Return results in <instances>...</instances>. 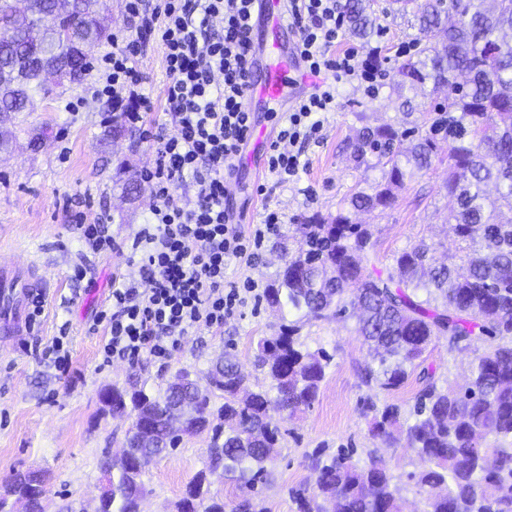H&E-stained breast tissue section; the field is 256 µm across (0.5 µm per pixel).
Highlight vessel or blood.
<instances>
[{"mask_svg": "<svg viewBox=\"0 0 512 512\" xmlns=\"http://www.w3.org/2000/svg\"><path fill=\"white\" fill-rule=\"evenodd\" d=\"M264 26L274 35L262 56L250 60L251 70L262 73L252 84L246 105L263 100L272 104L292 95L300 72L301 58L296 48H284L280 34L284 28L285 0H262ZM43 276L32 264L0 266V334L18 340L32 333V310L44 296Z\"/></svg>", "mask_w": 512, "mask_h": 512, "instance_id": "b4317fda", "label": "vessel or blood"}]
</instances>
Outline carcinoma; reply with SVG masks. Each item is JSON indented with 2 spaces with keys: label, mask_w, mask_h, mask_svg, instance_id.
<instances>
[{
  "label": "carcinoma",
  "mask_w": 512,
  "mask_h": 512,
  "mask_svg": "<svg viewBox=\"0 0 512 512\" xmlns=\"http://www.w3.org/2000/svg\"><path fill=\"white\" fill-rule=\"evenodd\" d=\"M57 0H28L20 14L13 0H0V29L14 40L0 43V110L25 112L23 100L47 94L48 69L60 81L79 82L90 70L76 48L58 49L43 21L75 41H100L108 27L100 0H72L67 13H55ZM423 0L416 20L426 46L419 57L397 67L399 85L416 89L467 80L455 96L434 106L448 117L428 129L400 131L391 125L365 126L355 135L351 157L357 166L379 171L380 180L356 184L336 215L313 214L296 225L302 240L296 254L284 256L278 278L265 289L268 305L280 311L275 335L258 340L253 365L268 381L248 387L237 358L208 372L209 386L189 381L154 392L132 385L112 387L107 406L114 413L144 419L151 447L140 432L128 431L129 456L101 463L107 491L101 512H141L146 489L142 475L161 455L177 448L170 431L172 407L182 395L195 401V413L182 418L185 434L212 431L207 471L187 485L178 512H224V498L211 493L207 474L222 470L224 482L240 491L234 512H266L257 485L268 480L266 464L278 446L280 429L271 414L292 418L316 401L332 356L301 339L304 322L359 312L355 332L372 357L360 371L368 391L399 389L419 367L418 360L443 336L451 351L489 344L456 387L425 370L412 407L377 403L368 394L362 413L369 432L386 447L413 450L425 466L408 474L421 512H512V224L499 220L512 211V0ZM351 33L371 36L376 19L364 0H347ZM441 142L448 144V181L455 200L450 214L459 250L448 262L434 259L425 243L395 253L383 269L374 249L371 224H357L360 211L387 209L406 181L432 165ZM224 402L216 407L214 399ZM314 485L290 491L297 512H404L402 487L378 450L359 464L352 453L316 449L306 456ZM36 471L15 473L0 494L29 501L28 512H44L33 484Z\"/></svg>",
  "instance_id": "obj_1"
}]
</instances>
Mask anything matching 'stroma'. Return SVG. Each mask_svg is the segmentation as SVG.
Returning a JSON list of instances; mask_svg holds the SVG:
<instances>
[{"label":"stroma","instance_id":"obj_1","mask_svg":"<svg viewBox=\"0 0 512 512\" xmlns=\"http://www.w3.org/2000/svg\"><path fill=\"white\" fill-rule=\"evenodd\" d=\"M367 10L377 18L375 33L366 41L344 35L341 46L377 51L389 80L373 96L357 83L341 88L339 108L329 113L320 142L307 149L306 170L298 181L269 197L252 191L265 173L264 156L242 159L235 172L234 203L244 227L260 223L269 206L281 211L285 222L257 261L227 263V280L255 287L241 310L222 330L203 328L186 336L163 362L137 367L120 361L103 364L101 338L89 333L88 325L106 309L113 280L134 276L135 271L120 252L95 253L84 247L76 231L77 224L101 222L120 243L147 221L153 205L149 190L142 188L131 200L123 187L129 179L141 184L154 159V146L143 139L142 127L173 130L162 97L166 73L161 45L151 43L138 62L142 91L154 102L142 125L124 124L116 134L106 121L114 108L100 92V74L102 57L112 50L110 38L95 47L93 68L83 81L54 86L50 96L35 97L30 111L17 120L0 123V137L7 142L0 150V261L39 266L48 294L36 334L47 343L66 333L71 355L68 370L62 372L40 362L32 350L11 348L0 338V479L15 472L42 473L45 512H57L67 502L83 512H93L96 506L106 483L100 460L122 452L131 425L129 417L105 407V390L135 382L158 390L181 369L201 380L224 352L252 371L258 340L278 328L279 317L267 304L264 290L279 273L282 255L298 248L295 224L308 214L335 213L358 181L378 176L352 161L349 143L356 132L382 124L402 130L426 127L435 120L432 107L448 97V88L428 84L410 90L400 87L395 75L407 57L406 46L420 42L412 14L396 10L391 0H369ZM447 177L448 153L442 148L424 175L399 190L393 208L358 214L360 223L374 227L383 265H391L395 252L421 242L434 246L440 260L456 252L458 242L448 223L453 201L444 189ZM355 326V317H339L307 324L300 331L311 347H324L333 360L313 406L301 417L279 422L285 436L267 464L270 478L262 491L267 512H294L288 489L312 483L305 456L314 448H353L360 461L368 449L381 448L360 412L367 394L360 368L369 357ZM484 349L480 343L474 351L458 353L439 338L428 346L422 365L461 386ZM209 443V433L186 435L175 450L152 462L142 476V512H176L188 483L206 467ZM381 450L398 483H406L408 473L423 466L410 449Z\"/></svg>","mask_w":512,"mask_h":512}]
</instances>
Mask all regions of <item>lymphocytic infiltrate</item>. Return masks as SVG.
Wrapping results in <instances>:
<instances>
[{
    "label": "lymphocytic infiltrate",
    "instance_id": "lymphocytic-infiltrate-1",
    "mask_svg": "<svg viewBox=\"0 0 512 512\" xmlns=\"http://www.w3.org/2000/svg\"><path fill=\"white\" fill-rule=\"evenodd\" d=\"M126 9L139 24L108 55L104 91L118 105L140 87L136 60L158 41L165 51V105L174 123L172 134L156 138L155 162L144 173L154 204L127 247L128 263L146 286H114L105 316L104 361L136 365L167 359L200 328L223 329L245 303L224 279L226 261L261 249L283 217L268 211L244 234L227 188L255 124L244 100L257 0H164L154 12L145 0H126ZM286 17L306 72L322 83L277 113L279 131L265 153L273 181L257 185L261 196L304 170L301 157L320 141L327 113L339 105L340 86L387 77L377 65L359 63L358 50L337 51L347 29L342 0H288ZM185 183L193 201L179 193Z\"/></svg>",
    "mask_w": 512,
    "mask_h": 512
}]
</instances>
